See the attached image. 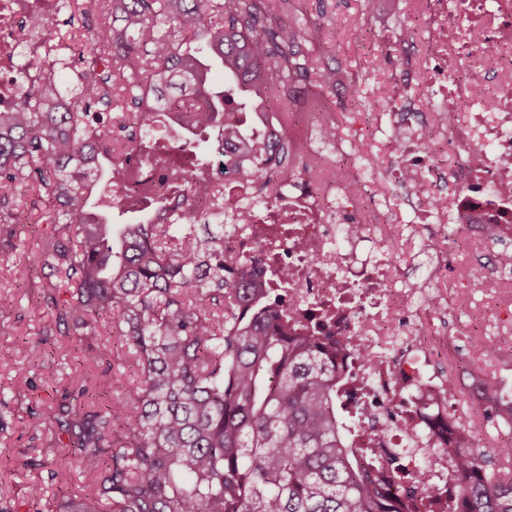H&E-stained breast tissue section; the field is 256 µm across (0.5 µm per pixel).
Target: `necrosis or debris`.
Segmentation results:
<instances>
[{"mask_svg": "<svg viewBox=\"0 0 512 512\" xmlns=\"http://www.w3.org/2000/svg\"><path fill=\"white\" fill-rule=\"evenodd\" d=\"M448 2L428 21L427 53L436 64L422 75L426 98L414 100L408 80H397L382 110L381 131L397 154L383 176L412 223L429 225L424 244L438 253L421 275L427 291L409 287L395 263L386 213L363 216L373 175L356 162L355 143L333 136L332 113L289 128L269 112L250 116V128L287 140L289 152L318 155L303 174L281 171L277 151L246 157L228 141L208 151L192 179L196 196L223 183L224 248L249 257L247 281L279 289L297 327L327 317L326 334L348 348L336 365L356 374L352 398L373 429L365 447L424 474L443 498L451 449L481 433L476 422L450 421L441 404L449 384L429 343L445 308L432 287L447 272L440 244L458 229L484 235L489 224L512 236V0ZM37 7L0 0V110L12 106L20 76L35 71L39 42L23 35L21 23ZM172 180L167 164L142 163L133 152L115 164V183H138L147 194Z\"/></svg>", "mask_w": 512, "mask_h": 512, "instance_id": "obj_1", "label": "necrosis or debris"}]
</instances>
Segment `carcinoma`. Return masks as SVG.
I'll return each mask as SVG.
<instances>
[{"instance_id":"cac0c4a2","label":"carcinoma","mask_w":512,"mask_h":512,"mask_svg":"<svg viewBox=\"0 0 512 512\" xmlns=\"http://www.w3.org/2000/svg\"><path fill=\"white\" fill-rule=\"evenodd\" d=\"M72 2L25 21L59 37L41 51L44 83L22 84L0 112V226L14 238L33 195L27 223L52 225L40 244L43 305L74 336L110 327L138 377L117 406L109 367L32 414L49 434L36 466L61 485L64 463L90 478L50 512H434L422 475L399 497L385 491L383 464L361 446V413L343 401L336 341L291 335L279 291L258 294L230 275L224 225L204 223L207 198L165 224H112L139 193L112 188L117 148L146 163L168 151L205 158L198 137L161 138L100 114L137 105L147 86L161 109L193 110L195 132L240 135L242 154H262L263 138L224 125L225 106L255 109L269 87L288 92L307 77L310 31L272 17L268 0H96L112 24L82 43L61 33ZM342 78L318 71L324 87ZM478 341L477 368L496 350L491 337ZM484 404L489 423L512 408L493 379ZM450 452L448 512H512V480L468 448Z\"/></svg>"}]
</instances>
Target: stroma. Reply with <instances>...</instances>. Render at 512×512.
I'll list each match as a JSON object with an SVG mask.
<instances>
[{
    "label": "stroma",
    "mask_w": 512,
    "mask_h": 512,
    "mask_svg": "<svg viewBox=\"0 0 512 512\" xmlns=\"http://www.w3.org/2000/svg\"><path fill=\"white\" fill-rule=\"evenodd\" d=\"M270 5L273 16L312 30L314 66L336 67L359 86L355 101L348 103L343 86L319 87L313 75L299 80L294 90L306 97V111L334 108L337 134L357 140L367 158L386 165L389 148L378 131L380 116L373 104L384 99L387 84L401 71L400 42L410 44L416 70L424 69L430 0H376L370 20L365 17L370 9L365 0H270ZM45 232V225L27 224L19 227L16 242L0 236V294L11 295L13 301L11 309L0 315V468L8 464L13 469L4 486L17 512L36 510L27 497L31 481H40L52 492L60 487L47 471L24 466L47 444L45 435L30 425L32 411L50 410L64 389L84 375L100 373L109 362L116 366V392H123L137 377L135 365L117 364L119 342L67 335L56 329L51 310L34 316L46 285L39 255ZM446 251L451 272L440 283L449 299L446 333L498 337L504 359L496 373L503 391L512 396V323L494 321L492 297L471 282L480 266L492 259L495 248L460 233L448 241ZM39 337L44 340L40 357H29L24 345Z\"/></svg>",
    "instance_id": "obj_1"
}]
</instances>
